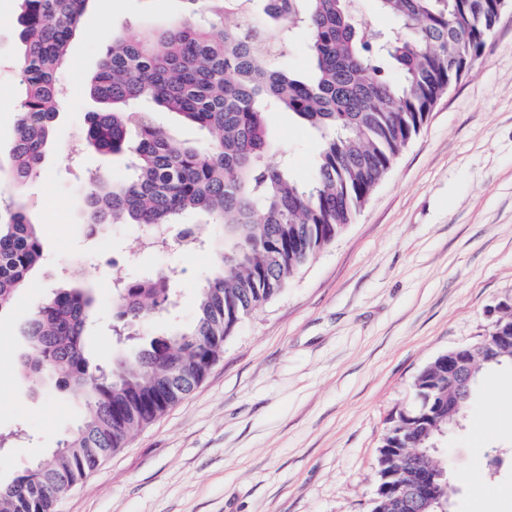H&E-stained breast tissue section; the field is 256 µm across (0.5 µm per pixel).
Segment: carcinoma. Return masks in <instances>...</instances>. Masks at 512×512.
<instances>
[{
	"label": "carcinoma",
	"instance_id": "1",
	"mask_svg": "<svg viewBox=\"0 0 512 512\" xmlns=\"http://www.w3.org/2000/svg\"><path fill=\"white\" fill-rule=\"evenodd\" d=\"M24 86L14 126L9 178L15 199L0 211V312L39 266L41 232L26 214L22 190L37 175L50 143L60 96L56 80L90 0H18ZM187 17L144 40L117 37L89 81L99 109L88 113L84 142L129 160L130 176L89 177L84 221L150 229L204 212L222 226L190 323L101 368L85 349L95 298L79 262L65 288L42 303L23 328L26 377L48 378L80 398L86 413L58 448L10 483L0 484V512H53L55 497L36 490L46 476L76 483L100 460L87 449L116 452L137 431L181 401L224 353L243 318L277 297L296 270L352 220L429 113L466 75L497 22V0H374L394 26L369 37L360 0H265L251 21V0H184ZM311 71L280 64L299 34ZM293 113L321 140L315 179L303 185L278 149L264 114ZM173 112L206 130L204 145L178 140L155 119ZM175 275L116 281L117 316L144 327L166 308ZM512 351L486 363L475 357L472 389ZM417 407L392 421L377 459L385 473L412 483L416 469L439 467L424 454L446 435L470 401L448 413V375L438 361L415 377ZM371 512H396L380 492Z\"/></svg>",
	"mask_w": 512,
	"mask_h": 512
}]
</instances>
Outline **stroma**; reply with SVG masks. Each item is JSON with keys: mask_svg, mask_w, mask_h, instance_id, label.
<instances>
[{"mask_svg": "<svg viewBox=\"0 0 512 512\" xmlns=\"http://www.w3.org/2000/svg\"><path fill=\"white\" fill-rule=\"evenodd\" d=\"M183 0H91L58 80L68 94L40 174L24 191L42 227L41 267L0 313V483L57 448L81 406L21 377L23 325L83 261L97 298L86 338L108 365L190 321L207 250L146 249L135 224L87 234L85 179L124 180L125 161L84 148L85 91L113 37L144 36L185 17ZM18 4L0 0V161L20 110ZM290 174L309 182L318 136L293 114L266 113ZM127 279L177 267L175 306L128 341L112 331V262ZM512 295V9L469 73L453 83L352 224L245 317L224 355L182 401L135 433L56 503L55 512H370L376 460L412 382L448 350L479 342L489 306ZM499 430L476 441L474 426ZM439 446L452 460L448 512H512V364L491 369Z\"/></svg>", "mask_w": 512, "mask_h": 512, "instance_id": "35a3bbf8", "label": "stroma"}]
</instances>
